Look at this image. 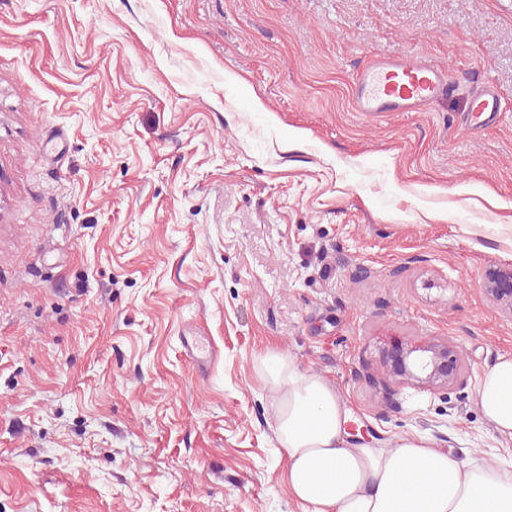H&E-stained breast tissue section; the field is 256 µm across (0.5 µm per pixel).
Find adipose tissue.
<instances>
[{"label":"adipose tissue","instance_id":"obj_1","mask_svg":"<svg viewBox=\"0 0 512 512\" xmlns=\"http://www.w3.org/2000/svg\"><path fill=\"white\" fill-rule=\"evenodd\" d=\"M261 365L264 382L280 395L288 491L307 512H512V471L471 466L415 435L391 448L344 447L346 413L330 382L300 372L275 348ZM476 402L498 436L512 442L511 356L481 375Z\"/></svg>","mask_w":512,"mask_h":512}]
</instances>
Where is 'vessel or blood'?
<instances>
[{
    "label": "vessel or blood",
    "instance_id": "vessel-or-blood-1",
    "mask_svg": "<svg viewBox=\"0 0 512 512\" xmlns=\"http://www.w3.org/2000/svg\"><path fill=\"white\" fill-rule=\"evenodd\" d=\"M448 90L446 69L409 58H379L365 68L354 85V106L360 112H413ZM185 354L206 370L210 342L203 336L183 337Z\"/></svg>",
    "mask_w": 512,
    "mask_h": 512
}]
</instances>
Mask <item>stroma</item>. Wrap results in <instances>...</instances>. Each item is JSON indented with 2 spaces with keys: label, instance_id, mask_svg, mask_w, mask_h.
<instances>
[{
  "label": "stroma",
  "instance_id": "obj_1",
  "mask_svg": "<svg viewBox=\"0 0 512 512\" xmlns=\"http://www.w3.org/2000/svg\"><path fill=\"white\" fill-rule=\"evenodd\" d=\"M383 57L447 96L355 111ZM478 224L512 225V0H0V512H304L271 346L381 445L512 462L476 405L512 247ZM395 335L450 337L469 378L384 382ZM499 108V97L497 90L492 85H486L477 91L473 96L471 112L497 113ZM485 290L488 295L508 306L512 313V268L493 269L487 278ZM185 354L204 372L210 361V342L205 336H185L181 340Z\"/></svg>",
  "mask_w": 512,
  "mask_h": 512
}]
</instances>
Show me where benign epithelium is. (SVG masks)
<instances>
[{"mask_svg": "<svg viewBox=\"0 0 512 512\" xmlns=\"http://www.w3.org/2000/svg\"><path fill=\"white\" fill-rule=\"evenodd\" d=\"M486 292L512 312V268L489 273ZM385 378L399 384L446 389L465 380L467 370L454 343L448 338L399 339L383 351Z\"/></svg>", "mask_w": 512, "mask_h": 512, "instance_id": "obj_1", "label": "benign epithelium"}]
</instances>
